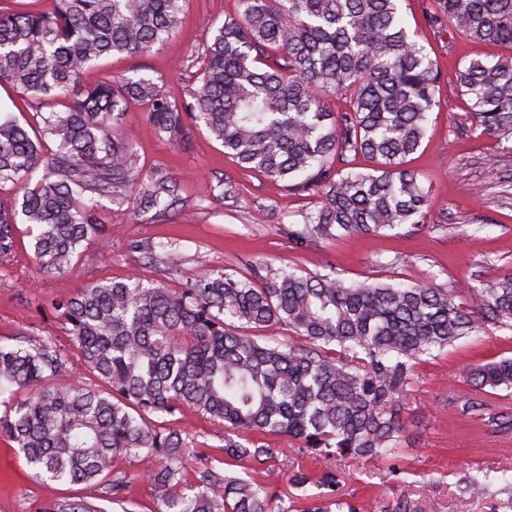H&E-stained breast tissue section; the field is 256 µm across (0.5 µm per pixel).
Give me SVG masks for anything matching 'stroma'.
<instances>
[{
	"label": "stroma",
	"mask_w": 512,
	"mask_h": 512,
	"mask_svg": "<svg viewBox=\"0 0 512 512\" xmlns=\"http://www.w3.org/2000/svg\"><path fill=\"white\" fill-rule=\"evenodd\" d=\"M237 6V0H187L179 28L159 50L149 56L107 57L84 72L83 86L119 74L144 75L158 79L170 97L188 99L198 50L210 39L213 25ZM401 8L443 75L428 135L405 163L429 193L424 224L374 237L296 243L289 231L317 207L316 192H291L241 169L205 129L170 141L133 106L122 129L133 135L144 169L164 167L178 180L182 192L177 210L159 219L101 200L104 235L78 248L62 280L39 269L33 238L27 227H20L13 261L0 271V340L49 336L62 350L72 351L68 324L51 311L65 285L74 290L97 281L138 278L177 289L210 270L243 277L260 264L300 273L333 271L349 282L440 288L477 286L512 272V148L474 123L455 78L470 60L496 55L499 49L472 42L448 24L433 23L434 0H402ZM228 177L239 188L233 204L209 194ZM159 244L170 247L167 262H149L146 250ZM510 357L512 332L489 328L416 364L415 376L399 398L409 446L385 461L345 460L337 471V494L383 504L404 493L417 512H498L504 488L512 485V433L474 435L449 408L448 395L469 391L468 366ZM480 470L491 476L489 495L462 493L461 478ZM69 497L100 502L95 489L36 480L13 443L0 436V512H43Z\"/></svg>",
	"instance_id": "1"
}]
</instances>
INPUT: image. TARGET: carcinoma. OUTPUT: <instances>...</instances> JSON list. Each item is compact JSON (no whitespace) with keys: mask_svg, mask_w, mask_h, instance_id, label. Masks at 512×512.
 Masks as SVG:
<instances>
[{"mask_svg":"<svg viewBox=\"0 0 512 512\" xmlns=\"http://www.w3.org/2000/svg\"><path fill=\"white\" fill-rule=\"evenodd\" d=\"M0 0V84L42 116L39 137L0 113V269L13 261L17 225L36 228L34 254L65 277L82 242L102 235L95 200L134 202L164 215L179 183L145 171L121 130L131 105L168 139L204 127L238 166L289 191L314 190L320 206L290 231L298 239L376 235L424 221L428 192L404 167L421 147L441 74L415 39L400 0H238L196 60L190 100L157 80L118 76L83 88L84 70L113 54L145 56L181 23L186 0H49L41 13ZM434 20L506 53L456 74L470 115L512 144V0H436ZM345 100L336 111L330 103ZM50 140L56 149L44 150ZM376 166L361 171L353 157ZM204 273L187 288L96 282L52 308L70 325L76 359L48 338L0 341V433L35 477L85 485L120 508L132 478L118 457L145 463L155 512H361L336 494L351 458L381 460L410 442L398 405L414 364L488 326L512 330V272L480 287L347 282L280 269L259 277ZM280 324L295 338L254 333ZM82 377L71 379L73 365ZM463 414L482 431L507 433L512 414L485 395L512 389V358L476 364ZM20 390L26 399L14 400ZM189 407L224 428L223 457L161 421ZM272 436L313 460L275 469ZM315 482L314 497L284 498L278 485ZM462 492L489 494L488 473ZM50 512H98L82 498Z\"/></svg>","mask_w":512,"mask_h":512,"instance_id":"obj_1","label":"carcinoma"}]
</instances>
